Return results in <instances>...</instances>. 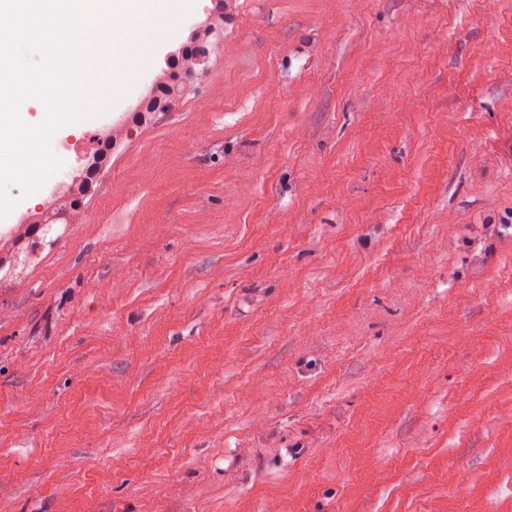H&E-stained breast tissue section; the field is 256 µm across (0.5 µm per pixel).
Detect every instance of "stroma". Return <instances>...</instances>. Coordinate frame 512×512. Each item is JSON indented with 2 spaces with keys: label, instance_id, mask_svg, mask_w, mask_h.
I'll return each mask as SVG.
<instances>
[{
  "label": "stroma",
  "instance_id": "obj_1",
  "mask_svg": "<svg viewBox=\"0 0 512 512\" xmlns=\"http://www.w3.org/2000/svg\"><path fill=\"white\" fill-rule=\"evenodd\" d=\"M487 224L512 0H235L179 107L0 272V512H512Z\"/></svg>",
  "mask_w": 512,
  "mask_h": 512
}]
</instances>
